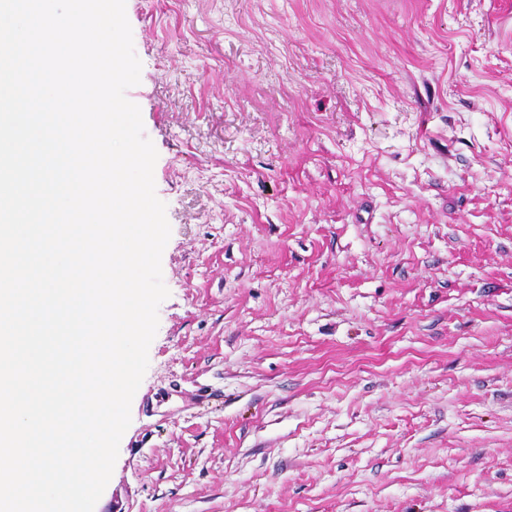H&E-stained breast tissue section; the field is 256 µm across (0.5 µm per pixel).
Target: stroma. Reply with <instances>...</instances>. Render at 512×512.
Segmentation results:
<instances>
[{
	"instance_id": "35a3bbf8",
	"label": "stroma",
	"mask_w": 512,
	"mask_h": 512,
	"mask_svg": "<svg viewBox=\"0 0 512 512\" xmlns=\"http://www.w3.org/2000/svg\"><path fill=\"white\" fill-rule=\"evenodd\" d=\"M170 295L94 512H512V0H126Z\"/></svg>"
}]
</instances>
